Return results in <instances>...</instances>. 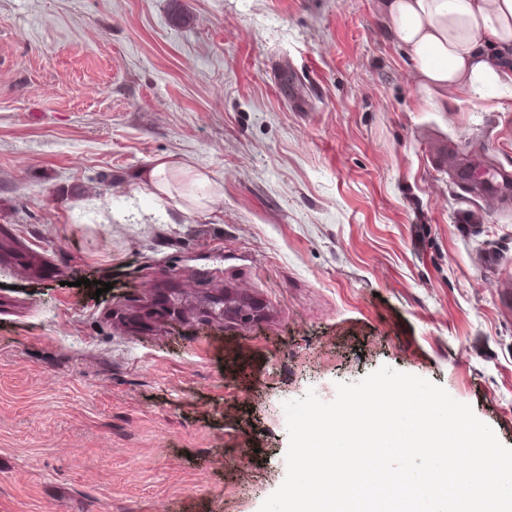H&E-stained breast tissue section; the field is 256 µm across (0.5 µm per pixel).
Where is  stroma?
Here are the masks:
<instances>
[{"label": "stroma", "instance_id": "stroma-1", "mask_svg": "<svg viewBox=\"0 0 512 512\" xmlns=\"http://www.w3.org/2000/svg\"><path fill=\"white\" fill-rule=\"evenodd\" d=\"M384 0H0V512H259L283 403L387 366L512 447V98ZM221 196L174 216L148 160ZM108 283L96 293L94 282ZM170 288L180 318L140 312ZM263 302L225 329L208 298ZM466 181L476 184L482 189L486 197L493 199L499 194L501 185L505 182V178L504 174L485 172L480 169L472 171L471 174H467Z\"/></svg>", "mask_w": 512, "mask_h": 512}]
</instances>
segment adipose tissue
Segmentation results:
<instances>
[{"instance_id":"1","label":"adipose tissue","mask_w":512,"mask_h":512,"mask_svg":"<svg viewBox=\"0 0 512 512\" xmlns=\"http://www.w3.org/2000/svg\"><path fill=\"white\" fill-rule=\"evenodd\" d=\"M385 6L425 93H512V71L501 67L512 53V0H385ZM141 176L178 213L207 209L219 196L205 172L169 160H150Z\"/></svg>"}]
</instances>
